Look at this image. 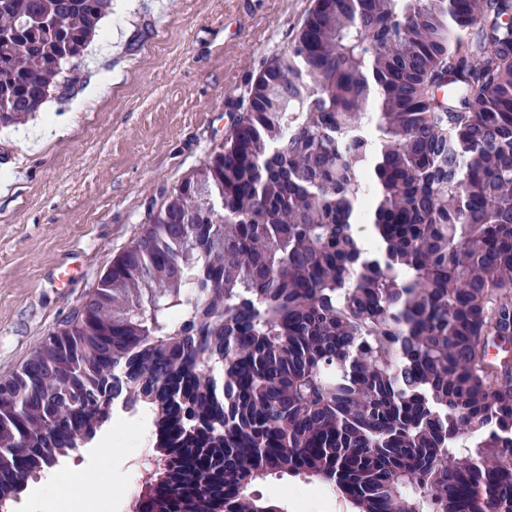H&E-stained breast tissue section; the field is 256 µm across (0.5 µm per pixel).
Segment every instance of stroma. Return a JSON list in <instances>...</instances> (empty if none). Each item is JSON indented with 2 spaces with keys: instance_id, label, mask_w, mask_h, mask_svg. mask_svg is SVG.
Here are the masks:
<instances>
[{
  "instance_id": "obj_1",
  "label": "stroma",
  "mask_w": 512,
  "mask_h": 512,
  "mask_svg": "<svg viewBox=\"0 0 512 512\" xmlns=\"http://www.w3.org/2000/svg\"><path fill=\"white\" fill-rule=\"evenodd\" d=\"M313 0H112L71 70L75 93L49 98L36 118L61 123L35 150L0 130V378L16 371L43 338L96 287L113 259L158 208L163 190L201 167L223 142L248 90L287 50ZM121 442L94 440L62 460L133 512L146 471L134 449L154 441L144 416H120ZM288 512H352L323 483L297 478L255 485Z\"/></svg>"
}]
</instances>
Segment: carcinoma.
Instances as JSON below:
<instances>
[{"mask_svg":"<svg viewBox=\"0 0 512 512\" xmlns=\"http://www.w3.org/2000/svg\"><path fill=\"white\" fill-rule=\"evenodd\" d=\"M111 5L0 0L1 126L66 89ZM504 342L512 0H314L224 142L0 379V509L119 408L157 437L137 512H285L252 492L285 475L355 512H512Z\"/></svg>","mask_w":512,"mask_h":512,"instance_id":"1","label":"carcinoma"}]
</instances>
